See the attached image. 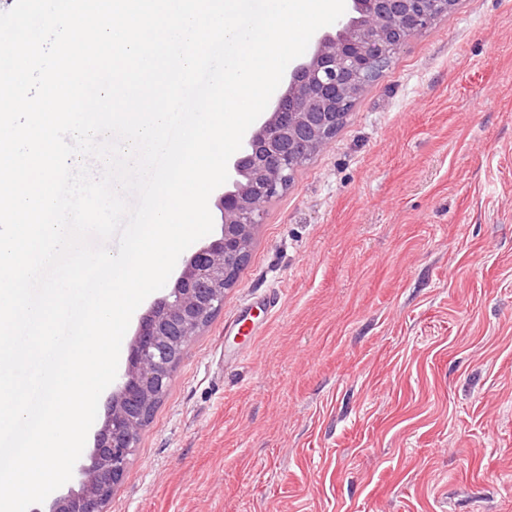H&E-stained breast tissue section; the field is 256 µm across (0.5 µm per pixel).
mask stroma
I'll list each match as a JSON object with an SVG mask.
<instances>
[{
  "label": "stroma",
  "mask_w": 512,
  "mask_h": 512,
  "mask_svg": "<svg viewBox=\"0 0 512 512\" xmlns=\"http://www.w3.org/2000/svg\"><path fill=\"white\" fill-rule=\"evenodd\" d=\"M105 510L512 512V0L411 37L268 205Z\"/></svg>",
  "instance_id": "stroma-1"
}]
</instances>
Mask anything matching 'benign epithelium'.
Listing matches in <instances>:
<instances>
[{
  "label": "benign epithelium",
  "mask_w": 512,
  "mask_h": 512,
  "mask_svg": "<svg viewBox=\"0 0 512 512\" xmlns=\"http://www.w3.org/2000/svg\"><path fill=\"white\" fill-rule=\"evenodd\" d=\"M456 0H351L349 13L292 71L288 88L244 141L219 197V238L199 248L167 293L141 317L124 373L89 458L74 466L78 489L48 512H105L121 481L149 406L165 396L173 371L203 323L224 304L236 267L249 258L267 205L288 189L298 168L325 148L350 112L413 35L448 14Z\"/></svg>",
  "instance_id": "obj_1"
}]
</instances>
